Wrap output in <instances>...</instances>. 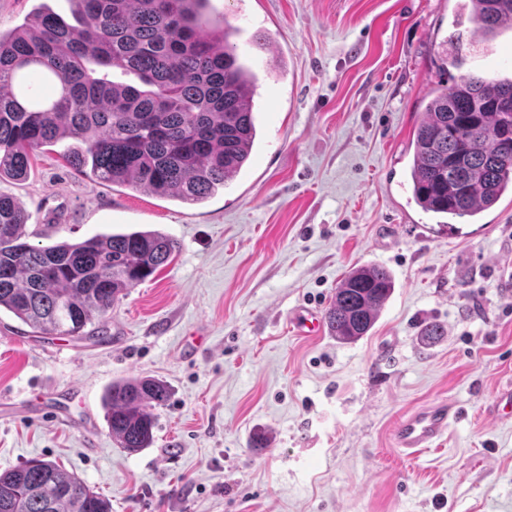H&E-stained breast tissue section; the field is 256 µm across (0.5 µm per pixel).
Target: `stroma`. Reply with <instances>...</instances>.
I'll use <instances>...</instances> for the list:
<instances>
[{
	"instance_id": "obj_1",
	"label": "stroma",
	"mask_w": 512,
	"mask_h": 512,
	"mask_svg": "<svg viewBox=\"0 0 512 512\" xmlns=\"http://www.w3.org/2000/svg\"><path fill=\"white\" fill-rule=\"evenodd\" d=\"M456 0H210L264 71L246 170L187 205L108 187L39 149L26 180H0L35 246L158 230L174 259L106 315L109 343L41 337L0 313V472L44 457L110 499L112 512H512V196L475 224L442 226L409 200L410 144L444 61ZM70 0H0V30ZM512 71V35L468 58ZM387 268L394 291L367 336H299L290 317L327 309L353 268ZM444 329L426 346L421 334ZM151 376V447L119 448L104 417L112 382ZM446 439L406 458L397 423L440 400ZM268 437L255 447V435Z\"/></svg>"
}]
</instances>
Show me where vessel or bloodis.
<instances>
[{"label": "vessel or blood", "mask_w": 512, "mask_h": 512, "mask_svg": "<svg viewBox=\"0 0 512 512\" xmlns=\"http://www.w3.org/2000/svg\"><path fill=\"white\" fill-rule=\"evenodd\" d=\"M290 324L297 335L317 336L323 333L326 324L323 317L308 309L293 317ZM458 415L455 403L442 400L422 406L406 415L394 430L397 448L409 458L434 445L447 433Z\"/></svg>", "instance_id": "vessel-or-blood-1"}]
</instances>
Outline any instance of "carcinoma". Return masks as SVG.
Returning <instances> with one entry per match:
<instances>
[{
  "mask_svg": "<svg viewBox=\"0 0 512 512\" xmlns=\"http://www.w3.org/2000/svg\"><path fill=\"white\" fill-rule=\"evenodd\" d=\"M71 2L77 26L41 6L0 31V178H26L38 149L72 139L67 163L103 185L187 204L225 188L249 164L257 136L260 78L236 54V30L207 14L209 0ZM511 28L512 0H459L445 39L450 65L463 67L471 37L485 43ZM33 75L55 92L40 98ZM411 148V201L439 224L481 219L512 194V73L462 74L436 91ZM28 219L0 194V310L42 335L109 342L95 320L176 251L156 230L33 246ZM393 288L382 266L350 271L325 314L329 335L366 336ZM169 395L149 376L112 383L103 408L121 448L152 445V409ZM0 512H112V503L57 462L32 459L0 473Z\"/></svg>",
  "mask_w": 512,
  "mask_h": 512,
  "instance_id": "carcinoma-1",
  "label": "carcinoma"
}]
</instances>
